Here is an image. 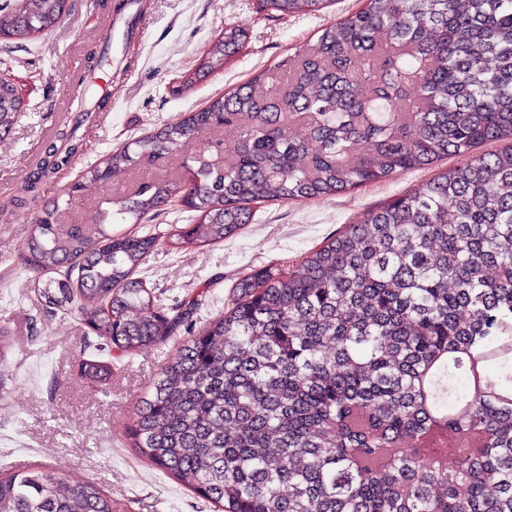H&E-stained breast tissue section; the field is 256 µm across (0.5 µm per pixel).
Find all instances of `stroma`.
<instances>
[{
    "label": "stroma",
    "mask_w": 512,
    "mask_h": 512,
    "mask_svg": "<svg viewBox=\"0 0 512 512\" xmlns=\"http://www.w3.org/2000/svg\"><path fill=\"white\" fill-rule=\"evenodd\" d=\"M111 2L68 0L51 34L0 42V75L14 78L23 96L19 118L0 132V328L9 334L7 347L0 349V474L52 467L71 481L98 483L112 498V512H216L141 459L127 435L137 405L176 342L127 355L92 332L76 312H47L39 297L43 283L21 260L28 226L43 202L112 148L274 70L365 0H333L323 9L288 17L258 11L256 0H133L126 13L134 17L137 32L118 40L111 65L96 73L112 107L86 116L71 90L86 70L87 54L102 46L96 35L110 19ZM227 25L245 32L243 48L192 92L172 96L170 83L194 67ZM70 125L84 143L81 154L50 176L42 200L18 208L33 161ZM459 163L451 156L336 195L254 205L250 224L222 243L180 250L159 242L138 276L160 306L199 298L195 320L204 325L231 305L244 273L298 264L367 211ZM84 359L111 362V379L81 378Z\"/></svg>",
    "instance_id": "stroma-1"
}]
</instances>
